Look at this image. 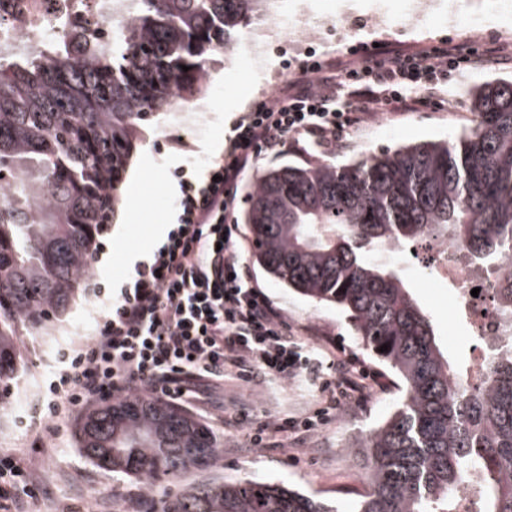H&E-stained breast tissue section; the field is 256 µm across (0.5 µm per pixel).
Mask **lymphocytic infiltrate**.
Instances as JSON below:
<instances>
[{"label":"lymphocytic infiltrate","mask_w":512,"mask_h":512,"mask_svg":"<svg viewBox=\"0 0 512 512\" xmlns=\"http://www.w3.org/2000/svg\"><path fill=\"white\" fill-rule=\"evenodd\" d=\"M383 55L373 68L340 60L304 65L284 92L287 106H262L233 120L222 156L203 177L175 171V223L151 257L135 264L94 335L63 351L59 378L42 400L46 419L112 398L162 395L202 405L229 377L245 381L259 370L285 381L308 371L319 382L313 409L249 426L252 446L272 448L281 435L303 442L335 418L342 400L357 398L368 370L353 369L335 346L316 349L297 337L254 281L240 256L241 229L227 217L241 173L261 156L302 151L311 138L342 141L377 105L420 109L453 73L484 61L454 46L430 53L387 47ZM37 496L22 459L1 451L0 512H22L23 499Z\"/></svg>","instance_id":"1"}]
</instances>
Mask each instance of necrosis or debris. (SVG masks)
Returning <instances> with one entry per match:
<instances>
[{
  "instance_id": "1",
  "label": "necrosis or debris",
  "mask_w": 512,
  "mask_h": 512,
  "mask_svg": "<svg viewBox=\"0 0 512 512\" xmlns=\"http://www.w3.org/2000/svg\"><path fill=\"white\" fill-rule=\"evenodd\" d=\"M130 21L128 13L114 9L113 0H0V47L40 46L49 33L59 31L108 43ZM287 41L288 29L274 14L242 33L236 48L262 59ZM419 245L429 282L452 290L455 314L472 341L467 371L450 373L448 385L454 390L480 386L494 351L512 337V316L504 314L500 303L501 289L512 284V267L476 266L465 247L437 233L424 235Z\"/></svg>"
}]
</instances>
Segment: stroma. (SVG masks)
Returning a JSON list of instances; mask_svg holds the SVG:
<instances>
[{
    "label": "stroma",
    "instance_id": "35a3bbf8",
    "mask_svg": "<svg viewBox=\"0 0 512 512\" xmlns=\"http://www.w3.org/2000/svg\"><path fill=\"white\" fill-rule=\"evenodd\" d=\"M314 21L325 24L330 43L328 58L347 57L352 41L383 42L410 51L466 45L490 49L507 56L508 64L465 69L449 95L429 97L418 111H387L384 120L367 118L354 129L344 150L307 145L304 152L263 156L240 177L238 203L229 223H242L248 208L247 190L254 179L285 164H339L425 142L457 138L469 125V93L489 82H512V36L502 35V13L512 11V0H470L469 7L449 14L447 5L424 8L422 0H306ZM300 56L282 59L274 52L258 63L244 52L233 62L218 61L196 101L199 112H164L144 128L131 159L141 165L137 189L139 205L127 216L135 227L132 235L117 234L108 224L100 236L89 288L70 308L45 329H22L17 336L20 369L8 398L0 403V448H14L33 478L43 487L32 512H67L83 507L87 512H142L146 496L141 479L96 466L76 445L73 419L56 422L45 430L37 404L59 369V353L91 337L104 308L100 292L116 288L130 271L129 255L151 251L176 219L178 191L172 172L182 167L200 174L216 156L209 145L224 137L225 129L240 113L267 99L272 87L271 69L288 78L299 73ZM243 259L271 301L283 308L298 331H310L335 340L337 352L352 358L356 367L371 371L372 382L359 400H348L335 420L316 433L304 452L292 449L289 438L275 448H253L245 430L225 426L222 417L199 407L190 412L204 423L220 446L215 465L193 474L196 482L257 481L285 485L336 506L338 512H355L368 489L364 451L360 441L392 414L404 398L400 379L382 365L354 336L345 314L285 288L255 261L252 251ZM393 269L422 310L430 317L441 350L455 369H465L471 352L466 329L455 317L447 289L426 287V268L421 259L404 255ZM315 382L299 373L289 382L257 377L224 391V409L267 421L304 411L317 398Z\"/></svg>",
    "mask_w": 512,
    "mask_h": 512
}]
</instances>
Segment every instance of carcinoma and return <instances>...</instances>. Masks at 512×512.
<instances>
[{
  "instance_id": "carcinoma-1",
  "label": "carcinoma",
  "mask_w": 512,
  "mask_h": 512,
  "mask_svg": "<svg viewBox=\"0 0 512 512\" xmlns=\"http://www.w3.org/2000/svg\"><path fill=\"white\" fill-rule=\"evenodd\" d=\"M122 2L132 21L118 45L78 52L63 32L47 48L0 56V186L14 187L0 202L1 385L16 377L20 328L46 325L88 285L143 124L174 99L195 98L215 57L268 0ZM469 111L471 126L452 142L342 165L287 164L248 187L255 261L342 309L363 347L406 385L364 441L360 512H457L468 482L479 512H512V348L493 358L483 386L451 392L429 317L395 270L369 260L430 231L481 266L512 256V83L478 88ZM75 439L95 465L144 479L150 512H333L284 486L187 482L218 459L216 440L158 398L93 406L77 418Z\"/></svg>"
}]
</instances>
